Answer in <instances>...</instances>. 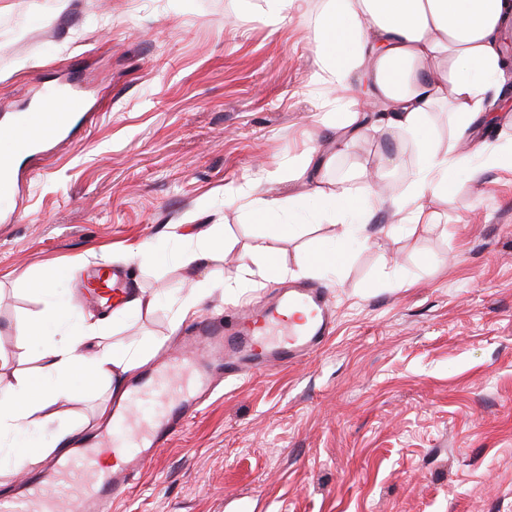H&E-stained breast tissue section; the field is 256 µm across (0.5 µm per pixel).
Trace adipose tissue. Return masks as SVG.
I'll list each match as a JSON object with an SVG mask.
<instances>
[{
  "label": "adipose tissue",
  "mask_w": 512,
  "mask_h": 512,
  "mask_svg": "<svg viewBox=\"0 0 512 512\" xmlns=\"http://www.w3.org/2000/svg\"><path fill=\"white\" fill-rule=\"evenodd\" d=\"M511 31L512 0H323L312 28L320 46L315 77L338 92L343 113L337 151L348 147L366 120L373 132L417 140L427 157L408 194L394 203L408 230L418 225L425 199L446 192L449 169L475 175L480 165L474 158L490 166L512 151L476 142L470 152L450 157L428 141L429 110L439 100L456 113L461 136L473 123H496L506 99L507 60L500 46ZM373 101L384 104V113H364ZM71 316L66 308L51 310L60 338L40 353L43 369L56 378L54 391L24 378L0 389V435L53 420L72 372H82L91 384L107 383L119 395L148 362L139 345L97 349L100 324L74 329Z\"/></svg>",
  "instance_id": "adipose-tissue-1"
}]
</instances>
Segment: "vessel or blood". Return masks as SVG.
I'll return each mask as SVG.
<instances>
[{
    "instance_id": "1",
    "label": "vessel or blood",
    "mask_w": 512,
    "mask_h": 512,
    "mask_svg": "<svg viewBox=\"0 0 512 512\" xmlns=\"http://www.w3.org/2000/svg\"><path fill=\"white\" fill-rule=\"evenodd\" d=\"M69 122V114L60 111L55 97L43 98L20 127L16 147L29 150L41 141L45 130L58 131ZM85 281L88 298L102 306L118 305L126 298L124 282L111 271L95 269ZM331 330L332 314L325 294L315 286L279 293L273 307L240 313L232 332L222 319L204 317L193 329V352L179 358L193 369L194 392L169 402L151 423L140 425L130 406L166 394L169 373L161 371L132 386L129 407L114 408L112 415L118 427H131L130 442L107 440L73 449L50 462L42 481L23 484L14 500L0 501V512H56L62 493L75 497L78 512H108L109 504L126 492L162 439L197 412V392L209 389L213 368H220L225 378L231 379L252 370L298 362L314 352Z\"/></svg>"
}]
</instances>
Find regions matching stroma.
I'll list each match as a JSON object with an SVG mask.
<instances>
[{
    "instance_id": "obj_1",
    "label": "stroma",
    "mask_w": 512,
    "mask_h": 512,
    "mask_svg": "<svg viewBox=\"0 0 512 512\" xmlns=\"http://www.w3.org/2000/svg\"><path fill=\"white\" fill-rule=\"evenodd\" d=\"M318 0L287 18L264 0H0V129L66 79L71 138L46 136L38 153L12 155L0 194V377L39 379L55 329L24 336L48 303L71 322L104 320L103 345L152 341L145 372L179 355L190 323L169 327L182 302L199 315L259 308L309 283L333 313L311 357L240 381L216 379L201 410L171 434L112 512H512V161L479 177L448 172V194L425 202L415 232L383 209L367 244L339 264L313 267L331 236L343 176L381 171L404 196L424 167L408 140L361 129L331 156L323 116L335 90L316 82L310 29ZM429 135L439 151L467 149L447 103ZM308 166L304 180L295 172ZM257 184L300 198L272 237L268 218L225 189ZM223 225L229 245L205 266L185 264L178 226ZM148 241L151 258L131 255ZM123 271L146 289L150 312L83 299L68 268ZM281 253L280 269L266 264ZM48 290L32 281L46 269ZM54 425L31 426L25 447L0 437V500L45 468L56 425L94 442L107 384L69 378Z\"/></svg>"
}]
</instances>
